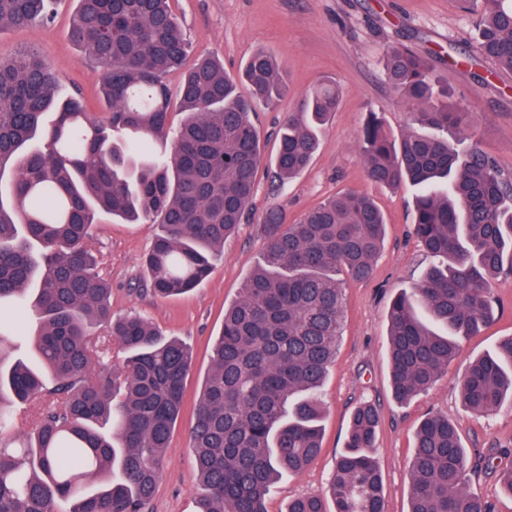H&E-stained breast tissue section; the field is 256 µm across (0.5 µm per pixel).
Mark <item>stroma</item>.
Returning a JSON list of instances; mask_svg holds the SVG:
<instances>
[{
  "label": "stroma",
  "mask_w": 512,
  "mask_h": 512,
  "mask_svg": "<svg viewBox=\"0 0 512 512\" xmlns=\"http://www.w3.org/2000/svg\"><path fill=\"white\" fill-rule=\"evenodd\" d=\"M171 7L192 45L190 59L212 56L238 73L263 49L288 74V93L251 119L261 135L264 161L258 171L246 221L224 243L212 275L189 294L161 299L139 290L143 260L153 228L103 218L95 232L101 270L112 284L114 316L137 314L166 337L185 343L193 370L186 382L185 404L165 452V464L149 512H197L194 454L190 426L202 380L211 367L210 349L224 324V309L240 295L264 241L262 219L272 207L295 219L328 197L352 190L373 197L387 224L383 245L368 279L345 280L344 322L336 358L323 394V445L302 472L284 475L268 498V512H288L289 502L304 495H325L335 461L345 446L351 415L363 403L377 406L380 421L374 456L383 476L386 512H408L410 460L416 430L424 415L437 412L458 422L472 459L493 458L494 470L472 477L474 490L492 502L494 512H512V495L503 491L500 469L512 466V408L478 416L462 404L459 382L470 362L512 336V273L491 283L494 322L463 339L447 373L426 393L398 402L391 386L387 353V311L400 292L409 290L431 259L412 234L416 190L378 186L367 180L359 134L371 114L382 117L393 137L413 130L410 105L402 102L383 76V52L402 44L421 54H436V73L447 85L449 101L468 114L466 134L512 173V71L481 82L475 71L448 62L449 44L469 47L474 38L470 15L457 0H171ZM74 0H60L48 24L0 31V59L36 49L58 75L63 92H80L90 112L104 117L100 73L71 42ZM336 81L341 104L322 134L310 166L292 180L273 176L271 161L284 117L319 79Z\"/></svg>",
  "instance_id": "1"
}]
</instances>
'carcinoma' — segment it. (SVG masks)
<instances>
[{
    "label": "carcinoma",
    "mask_w": 512,
    "mask_h": 512,
    "mask_svg": "<svg viewBox=\"0 0 512 512\" xmlns=\"http://www.w3.org/2000/svg\"><path fill=\"white\" fill-rule=\"evenodd\" d=\"M70 40L104 70L109 112L99 120L79 97L59 98L56 77L25 49L0 61V306L35 314L39 366L15 355L0 333V437L18 423L16 404L41 399L20 442L0 441V512H146L165 448L184 403L192 355L148 320L112 316L111 285L92 249L106 214L156 224L144 290L188 293L213 270L224 240L243 222L261 164L250 120L288 93L272 54L255 52L242 74L204 57L176 92L165 76L189 54L170 0H76ZM476 45L450 49L469 61L512 70V0H475ZM52 0H0V28L51 19ZM384 75L426 133L393 138L379 118L359 147L371 182L419 187L413 231L434 262L387 312L392 388L401 402L427 391L458 355V339L493 320L492 280L512 272V174L476 143L459 149L463 113L432 59L403 46L385 54ZM246 84L249 92L240 91ZM340 90L323 80L302 97L279 132L275 174L310 164ZM187 114L170 154L172 107ZM56 110L45 126L44 115ZM264 246L224 312L212 366L195 406L191 443L200 512H267L285 473L321 448V390L336 357L342 318L339 276L365 279L381 248L385 217L369 197L336 195L289 223L264 216ZM105 333L125 351L118 375L94 374ZM465 407L489 415L512 405V336L474 359L460 384ZM377 409L354 411L329 486L334 512H385L373 456ZM472 463L458 426L427 414L415 436L409 512H494L470 485ZM288 512H327L317 495Z\"/></svg>",
    "instance_id": "cac0c4a2"
}]
</instances>
